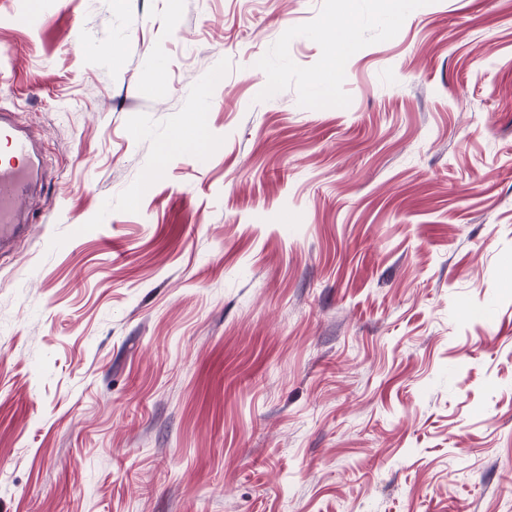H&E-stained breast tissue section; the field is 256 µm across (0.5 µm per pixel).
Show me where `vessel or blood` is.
<instances>
[{"label": "vessel or blood", "mask_w": 512, "mask_h": 512, "mask_svg": "<svg viewBox=\"0 0 512 512\" xmlns=\"http://www.w3.org/2000/svg\"><path fill=\"white\" fill-rule=\"evenodd\" d=\"M0 141L7 157L0 160V254L28 232L20 220L25 195L41 170L40 155L33 137L11 114L0 113Z\"/></svg>", "instance_id": "1"}]
</instances>
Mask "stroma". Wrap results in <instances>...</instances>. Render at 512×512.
<instances>
[{
	"label": "stroma",
	"instance_id": "stroma-1",
	"mask_svg": "<svg viewBox=\"0 0 512 512\" xmlns=\"http://www.w3.org/2000/svg\"><path fill=\"white\" fill-rule=\"evenodd\" d=\"M0 111V512H512V0H0ZM327 42L330 48L326 56V70L336 72L339 62L353 52L354 43L349 36V24L345 21L330 22L326 26ZM0 139L8 155L0 160V254L30 229L20 220L25 195L41 170L40 155L33 137L10 113H0ZM176 131L172 134L169 140L164 145L163 151L157 158L162 162L164 155L172 152H189L196 149V147L206 139L204 132L196 133L194 136H187L185 133Z\"/></svg>",
	"mask_w": 512,
	"mask_h": 512
}]
</instances>
